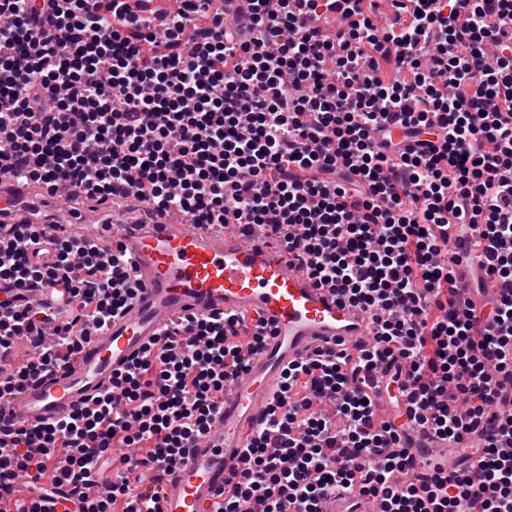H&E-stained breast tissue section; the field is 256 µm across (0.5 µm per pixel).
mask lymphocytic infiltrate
<instances>
[{"instance_id":"lymphocytic-infiltrate-1","label":"lymphocytic infiltrate","mask_w":512,"mask_h":512,"mask_svg":"<svg viewBox=\"0 0 512 512\" xmlns=\"http://www.w3.org/2000/svg\"><path fill=\"white\" fill-rule=\"evenodd\" d=\"M177 2L0 0V174L259 227L371 315L356 353L284 369L219 512H329L342 491L351 512H512V0H245L242 28L222 0ZM41 282L59 285L57 306L26 304ZM135 292L119 247L1 224L0 403ZM268 333L187 317L64 422L5 428L0 512H158L242 349ZM379 386L401 406L383 422ZM416 427L475 463L397 481Z\"/></svg>"}]
</instances>
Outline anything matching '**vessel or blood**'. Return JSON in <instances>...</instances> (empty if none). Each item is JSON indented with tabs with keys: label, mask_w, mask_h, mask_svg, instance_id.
<instances>
[{
	"label": "vessel or blood",
	"mask_w": 512,
	"mask_h": 512,
	"mask_svg": "<svg viewBox=\"0 0 512 512\" xmlns=\"http://www.w3.org/2000/svg\"><path fill=\"white\" fill-rule=\"evenodd\" d=\"M34 192V186L1 175L0 223L40 222L46 235H56L60 223L40 221L24 206ZM94 220L106 226L105 243L121 244L137 294L92 333L70 364L15 389L6 413L29 428L67 418L188 315L261 319L270 329L264 345L243 349V369L227 386L210 432L168 472L158 501L159 512H215L225 478L244 467V450L280 391L283 369L317 350L353 348L370 335V319L318 286L284 240L218 231L153 209L146 221L128 222L112 199L65 210L66 223ZM412 451L416 473L448 463L447 446L422 436H414Z\"/></svg>",
	"instance_id": "obj_1"
}]
</instances>
